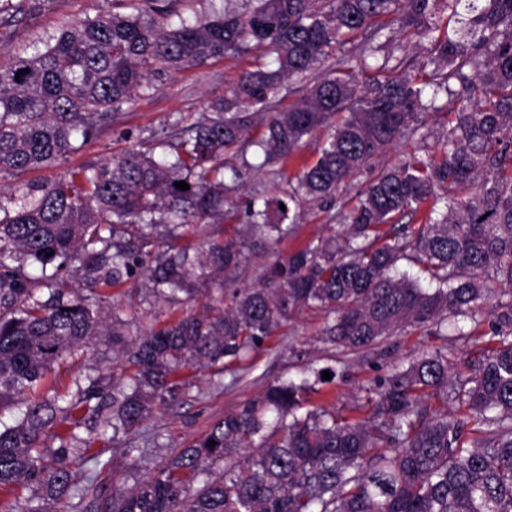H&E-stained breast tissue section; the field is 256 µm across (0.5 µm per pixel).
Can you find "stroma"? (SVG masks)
<instances>
[{
    "label": "stroma",
    "instance_id": "stroma-1",
    "mask_svg": "<svg viewBox=\"0 0 512 512\" xmlns=\"http://www.w3.org/2000/svg\"><path fill=\"white\" fill-rule=\"evenodd\" d=\"M111 8L112 0H52L47 10L25 16L10 27L4 44L0 45V64L6 63L13 52H34L59 28ZM252 62L249 53L227 55L199 67L152 77L150 88L123 106L111 126L71 157L70 166L110 157L153 135L164 137L177 133V119H184L188 124L196 121L207 111L211 100L229 94L239 74ZM415 147L414 141H397L375 161L373 168L357 173L349 184L343 185L335 202L304 205L294 233L277 245V252L285 256L306 243L329 236L331 225L340 222V212L354 205L356 193L373 177L375 170L400 164ZM324 320V314L317 310L295 315L267 340L265 350L254 357L249 369L240 371L239 382H232L227 373H190L191 385L186 394L176 402L157 407L146 430L129 437L121 435L113 441L106 437L91 439L93 451L99 452L101 460L108 463L99 477L105 491L133 487L135 478L147 476L174 451L205 434L213 420L238 409L273 380L298 376L308 362L318 367L335 365L340 358L338 350L321 342L318 336ZM487 346L486 339L479 336L467 340L451 335L426 336L417 331L398 333L390 336L383 347L349 355L345 359L346 377L323 385L321 393L313 395L312 400L335 406L343 416L351 418L357 414L362 387L387 369L408 363L423 352L439 349L447 353L450 370L460 372L466 360L481 355ZM116 368L112 348L102 339L84 352L77 366L61 368L60 382L69 387L74 379L92 370L109 374ZM130 440L139 447L131 457L125 454V445Z\"/></svg>",
    "mask_w": 512,
    "mask_h": 512
}]
</instances>
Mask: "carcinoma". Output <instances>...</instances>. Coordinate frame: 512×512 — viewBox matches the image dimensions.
<instances>
[{
    "instance_id": "obj_1",
    "label": "carcinoma",
    "mask_w": 512,
    "mask_h": 512,
    "mask_svg": "<svg viewBox=\"0 0 512 512\" xmlns=\"http://www.w3.org/2000/svg\"><path fill=\"white\" fill-rule=\"evenodd\" d=\"M119 2L122 10L86 16L0 65V174L67 162L161 72L258 47L262 57L185 135L0 191V408L25 396L21 415L0 421V492L35 483L39 492L20 512H48L45 501L63 496L81 512H512V300L491 287L512 291V0H244L239 12L176 27L168 23L176 0ZM49 3L0 0V27ZM442 8L455 26L438 25ZM391 14L426 44L421 74L406 70L403 44L390 39L319 72ZM370 68L381 76L360 82ZM293 77L306 81V94L279 111L281 86ZM442 93L460 106L448 113L437 153L380 170L340 233L273 255L303 202L335 197L397 140L425 139V117L440 110ZM265 111L253 141L255 113ZM331 125L295 182L246 202L247 237L213 232L180 244L155 236L159 227L221 224L234 212L241 173L226 156L256 147L261 169ZM181 181L190 189L177 188ZM430 200L425 223L404 222ZM263 257L253 282V261ZM401 261L427 274L429 287L394 278ZM218 272L224 278L199 313L150 304L130 314L122 301L130 288L112 296L106 323L102 288L143 275L152 295L181 304L196 299L193 283ZM69 278L89 283V293ZM304 309L325 314L322 340L345 354L407 328L439 336L450 322L468 338L488 316L491 348L465 377L440 351L391 369L372 381L366 416L352 419L310 402L328 383L323 371L334 379L336 370L309 363L224 414L135 488L106 495L92 481L73 482L77 429L136 431L179 397L180 372L221 374L248 361ZM99 336L112 337L120 374L59 389L56 367ZM217 461L224 472L214 478Z\"/></svg>"
}]
</instances>
